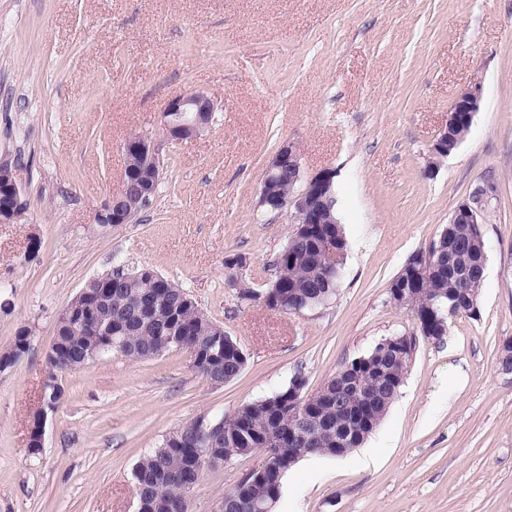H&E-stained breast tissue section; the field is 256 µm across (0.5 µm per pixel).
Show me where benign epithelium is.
<instances>
[{
	"label": "benign epithelium",
	"instance_id": "7a95c632",
	"mask_svg": "<svg viewBox=\"0 0 512 512\" xmlns=\"http://www.w3.org/2000/svg\"><path fill=\"white\" fill-rule=\"evenodd\" d=\"M481 98L480 88L471 86L462 90L456 97L448 114V122L455 125L462 124L468 128L473 122L474 114L479 109ZM217 105L204 91H194L184 96L175 97L168 101L162 113V127L168 138L184 140L196 137L208 128ZM123 154L135 158L137 165L124 169L119 190L113 193L103 203L95 216L98 224H125L127 217L123 214L120 204L127 195L149 199L155 195L158 183L148 176L150 164L157 157L156 148L152 138L148 135H133L125 139L122 144ZM448 156V130L440 131L430 146V161L428 170H433L435 160ZM288 171L292 173L290 182L294 190L284 197L276 188L278 176ZM336 171L325 168L317 173L305 177L301 172L300 151L292 141H284L270 159L262 182L260 196L268 203L272 210L277 212L289 211L294 214L298 224H321L322 213L326 198L333 197L334 179ZM11 196L13 208L0 211V223L11 224L22 215L21 206L24 205L14 173L11 167L0 165V191ZM492 196L490 186L478 188L471 198L459 204L454 211L453 221L456 224L482 223V210L488 199ZM429 266L424 264L401 271L398 281L389 288L390 300L396 306L404 308L411 313L413 319L423 334L434 330H444V319L435 315L429 308H421L415 303L417 287L421 277L428 271ZM98 287L91 284L78 293L81 303L76 306H67L63 309V316L69 321L78 324H87L93 318L98 308L106 303L110 290L105 288L106 278L97 279ZM380 349L391 354L395 359L403 361L409 345L405 338L394 336L380 342ZM320 388L312 394L301 395V390L294 389L288 393V408L296 417L299 425L306 421L305 409L313 398L323 394ZM49 394V398L41 402L40 408L34 416L33 430L37 432L36 441L43 443L45 421L48 412L56 410L63 397L62 385L55 381L50 387H42L41 394Z\"/></svg>",
	"mask_w": 512,
	"mask_h": 512
}]
</instances>
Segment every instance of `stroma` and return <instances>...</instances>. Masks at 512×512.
I'll use <instances>...</instances> for the list:
<instances>
[{
    "label": "stroma",
    "instance_id": "stroma-1",
    "mask_svg": "<svg viewBox=\"0 0 512 512\" xmlns=\"http://www.w3.org/2000/svg\"><path fill=\"white\" fill-rule=\"evenodd\" d=\"M481 101L459 147L427 172L455 97ZM193 90L217 104L197 137L167 139V102ZM150 135L162 170L131 223L94 217L121 185V145ZM304 175L336 172L347 249L335 297L299 313L240 299L264 292L295 226L259 205L277 147ZM0 163L26 204L0 224V512H135L132 470L174 428L232 415L287 388L313 393L383 338L412 341L405 381L359 451L301 458L274 512H512V0H0ZM487 263L480 313L422 336L389 284L428 250L483 183ZM38 248H30V239ZM183 288L246 355L224 384L186 352L113 353L64 372L38 452L33 415L60 312L115 263ZM262 463L208 470L190 512H217Z\"/></svg>",
    "mask_w": 512,
    "mask_h": 512
}]
</instances>
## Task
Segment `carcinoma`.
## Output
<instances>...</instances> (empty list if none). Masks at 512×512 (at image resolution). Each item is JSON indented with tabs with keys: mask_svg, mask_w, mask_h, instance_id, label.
<instances>
[{
	"mask_svg": "<svg viewBox=\"0 0 512 512\" xmlns=\"http://www.w3.org/2000/svg\"><path fill=\"white\" fill-rule=\"evenodd\" d=\"M325 217L331 224H304L295 228L287 245L274 262L275 277L265 292L258 293L242 288L240 298L260 300L270 309L300 312L319 307L336 295L343 263L329 267L320 244V235L328 232L343 236L342 227L334 223L336 210L333 200H328ZM460 224H446L443 234L457 240L452 252L440 258L421 281L420 307L431 304L441 311L448 309V293L457 291L460 296L457 311L468 314L467 298H479L486 260L463 246ZM139 269L119 266L107 274L112 279V313L103 316L101 331L112 336V350L134 359H150L171 349L186 352L208 347L214 353L211 369L224 375L228 382L244 369L233 347L225 346L218 339L217 323L201 313L189 295L172 281L151 279L138 275ZM93 339L90 329L78 324L62 325L56 333V343L48 355L50 373L73 370L72 354L78 353ZM375 346L364 357L374 365H384L395 370V387L402 386L400 374L408 362L397 363L376 356ZM371 381L362 379L357 389L343 395L342 403L336 396L317 399V405L308 410L307 419L310 445L306 454L343 457L359 447L377 427L397 393L376 396L372 402H361L370 393ZM354 407L363 414L366 427L362 435L349 444L338 439L348 431L350 421L345 409ZM299 424L288 410V390H281L241 406L224 418V453L214 455L210 468L243 456L252 448H264L267 455V472L262 478L247 476L233 488L232 499H223L220 512H256L259 503H276L281 481L288 472V449L293 447L294 434ZM189 442L177 444L171 434L163 436L157 448L144 455L135 465L132 478L134 486L141 487L146 495L143 512H176L174 504L183 500V485L178 477L187 472L192 481L200 482L203 472L193 469L195 446L207 444L211 437L199 428L198 421L179 429Z\"/></svg>",
	"mask_w": 512,
	"mask_h": 512,
	"instance_id": "1",
	"label": "carcinoma"
}]
</instances>
